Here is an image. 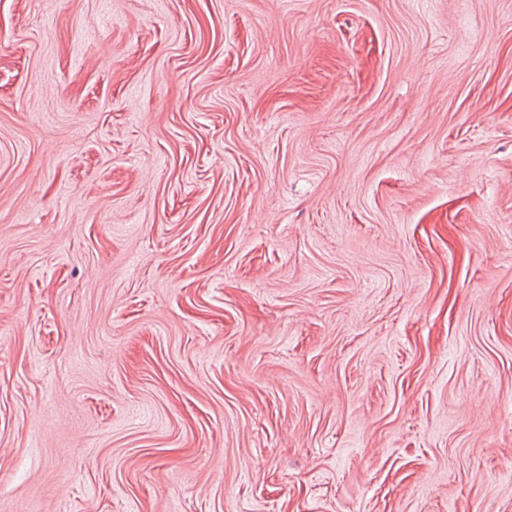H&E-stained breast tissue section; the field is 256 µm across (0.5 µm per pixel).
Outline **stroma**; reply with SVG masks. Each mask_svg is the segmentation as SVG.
Listing matches in <instances>:
<instances>
[{"instance_id": "1", "label": "stroma", "mask_w": 512, "mask_h": 512, "mask_svg": "<svg viewBox=\"0 0 512 512\" xmlns=\"http://www.w3.org/2000/svg\"><path fill=\"white\" fill-rule=\"evenodd\" d=\"M0 512H512V0H0Z\"/></svg>"}]
</instances>
